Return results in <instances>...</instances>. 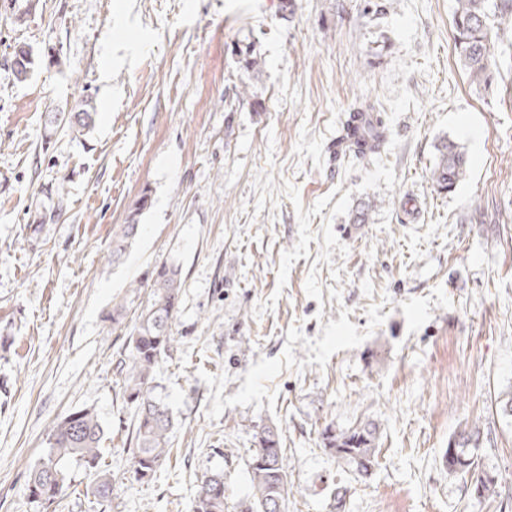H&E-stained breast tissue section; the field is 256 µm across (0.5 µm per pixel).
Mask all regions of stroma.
<instances>
[{
	"mask_svg": "<svg viewBox=\"0 0 512 512\" xmlns=\"http://www.w3.org/2000/svg\"><path fill=\"white\" fill-rule=\"evenodd\" d=\"M288 2L33 0L20 21L0 8V512H192L214 472L234 508L266 425L288 457V512H512V419L494 406L512 386V30L479 94L454 52L457 0ZM18 45L62 64L18 82ZM365 98L387 140L358 160L336 136ZM86 99L88 136L44 140L47 113ZM443 139L469 172L440 194ZM57 187L59 220L34 223ZM364 204L371 223H354ZM172 261L184 285L156 380L176 428L141 482L116 371L129 330L103 316ZM83 407L106 428L111 500L74 464L61 496L33 501L54 423ZM362 422L379 432L367 477L320 439ZM474 425L479 467L499 478L486 499L443 462ZM150 191L145 189L141 192L139 198L132 210V215L126 220V224H120L118 231L112 236V260L119 262L131 248L138 229L134 232V226L139 227L138 217H140L150 205Z\"/></svg>",
	"mask_w": 512,
	"mask_h": 512,
	"instance_id": "35a3bbf8",
	"label": "stroma"
}]
</instances>
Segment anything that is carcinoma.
Masks as SVG:
<instances>
[{
  "mask_svg": "<svg viewBox=\"0 0 512 512\" xmlns=\"http://www.w3.org/2000/svg\"><path fill=\"white\" fill-rule=\"evenodd\" d=\"M454 50L470 87L477 92L488 91L497 66V37L512 28V0H499L491 5L489 0H457L452 20ZM15 54L27 58L21 68H12L15 78L27 80L36 61L31 50L21 47ZM375 104L365 99L352 110L353 116L343 126L341 141L357 156L379 151L386 140L380 124H371L362 131L358 120L375 112ZM95 107L89 100L80 110L65 116L56 112L49 116L45 137L50 138L63 128L76 134L90 132L94 126ZM438 158L430 172L432 187L450 192L468 173L464 152L452 141L443 140L437 147ZM57 202L39 212L38 222L53 224L64 205L62 188L56 190ZM150 191L145 189L126 223L120 225L112 236V261L118 262L131 248L137 233L134 226L150 205ZM183 285L182 268L176 262L154 269L144 280L131 284L136 294L143 288L150 289L147 305L138 314L129 334L128 358L120 359L117 371L122 381L123 397L134 408L133 440L130 468L139 481H150L156 470L169 457L171 434L176 426L172 413L157 393L155 368L174 348L172 322L177 313L179 295ZM129 310L128 298L112 299V309L105 320L114 325L123 323ZM105 429L98 415L89 408H77L57 421L49 435V450L33 467L28 480L29 496L33 501H53L64 488L65 470L75 462L93 473L88 491L94 496L112 498V477L101 469V444ZM480 428L473 427L460 433L454 440V452L462 460L460 467L448 466V474L464 483H474L478 498L494 492L497 476L479 472L474 453L469 445L477 444ZM321 443L329 453L342 460L360 476L371 474L377 464V430L370 423H359L344 430L328 425L321 432ZM251 496L240 512H275L276 501L288 502V459L281 447L278 429L273 425L262 428L258 448L248 460ZM193 512H227L224 473L215 472L201 481L194 499Z\"/></svg>",
  "mask_w": 512,
  "mask_h": 512,
  "instance_id": "carcinoma-1",
  "label": "carcinoma"
}]
</instances>
